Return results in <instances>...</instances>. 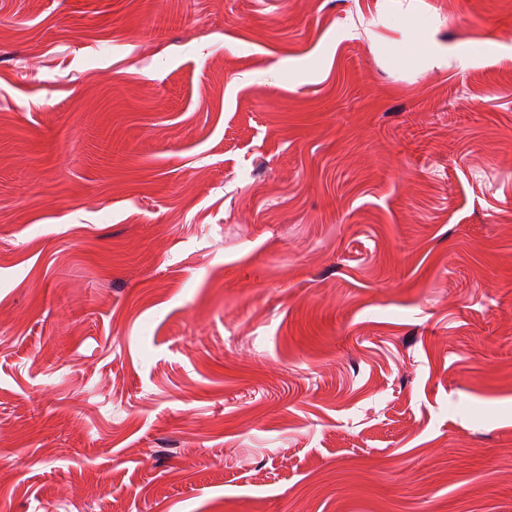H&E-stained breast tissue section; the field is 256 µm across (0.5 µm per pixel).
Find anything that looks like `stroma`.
<instances>
[{
    "label": "stroma",
    "mask_w": 512,
    "mask_h": 512,
    "mask_svg": "<svg viewBox=\"0 0 512 512\" xmlns=\"http://www.w3.org/2000/svg\"><path fill=\"white\" fill-rule=\"evenodd\" d=\"M511 210L512 0H0V512H512Z\"/></svg>",
    "instance_id": "obj_1"
}]
</instances>
